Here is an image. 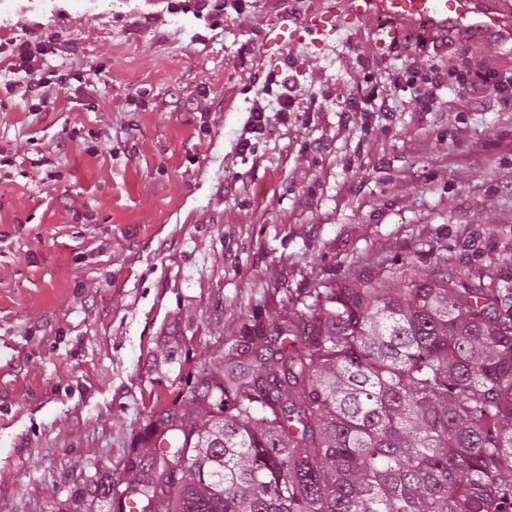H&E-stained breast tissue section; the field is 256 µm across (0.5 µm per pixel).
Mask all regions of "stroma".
Returning <instances> with one entry per match:
<instances>
[{"instance_id": "obj_1", "label": "stroma", "mask_w": 512, "mask_h": 512, "mask_svg": "<svg viewBox=\"0 0 512 512\" xmlns=\"http://www.w3.org/2000/svg\"><path fill=\"white\" fill-rule=\"evenodd\" d=\"M316 2L0 0V82L28 41L56 84L0 89V512H112L152 420L349 267L434 247L512 282V101L451 82L419 112L385 77L512 72V41L281 38ZM283 71L303 111L247 136Z\"/></svg>"}]
</instances>
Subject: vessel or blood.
I'll return each instance as SVG.
<instances>
[{"label":"vessel or blood","mask_w":512,"mask_h":512,"mask_svg":"<svg viewBox=\"0 0 512 512\" xmlns=\"http://www.w3.org/2000/svg\"><path fill=\"white\" fill-rule=\"evenodd\" d=\"M381 15L379 44L427 33L454 30L464 38L484 33L512 39V25L500 12L485 8L481 0H334L333 4L308 9L288 27L289 40L325 45L345 23L366 21Z\"/></svg>","instance_id":"vessel-or-blood-1"}]
</instances>
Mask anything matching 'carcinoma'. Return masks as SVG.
<instances>
[{"instance_id":"obj_1","label":"carcinoma","mask_w":512,"mask_h":512,"mask_svg":"<svg viewBox=\"0 0 512 512\" xmlns=\"http://www.w3.org/2000/svg\"><path fill=\"white\" fill-rule=\"evenodd\" d=\"M432 252L320 284L151 425L118 512H512V285Z\"/></svg>"}]
</instances>
